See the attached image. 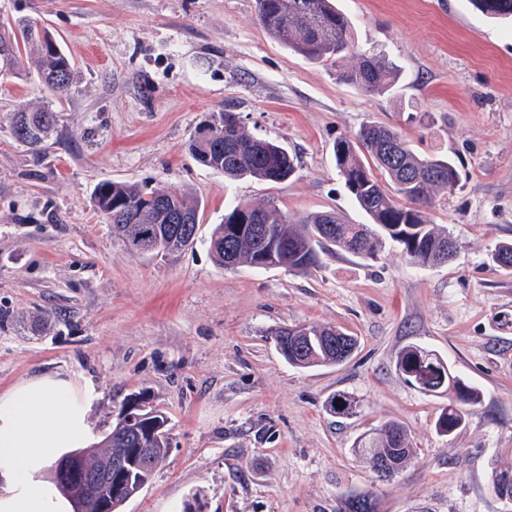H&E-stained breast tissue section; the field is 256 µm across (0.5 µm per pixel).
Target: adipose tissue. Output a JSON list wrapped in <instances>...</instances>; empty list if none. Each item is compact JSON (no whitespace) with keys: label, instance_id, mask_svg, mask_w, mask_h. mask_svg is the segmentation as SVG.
Returning <instances> with one entry per match:
<instances>
[{"label":"adipose tissue","instance_id":"ef3b65f1","mask_svg":"<svg viewBox=\"0 0 512 512\" xmlns=\"http://www.w3.org/2000/svg\"><path fill=\"white\" fill-rule=\"evenodd\" d=\"M96 391L54 373L0 391V512H71L44 471L67 451L94 439Z\"/></svg>","mask_w":512,"mask_h":512}]
</instances>
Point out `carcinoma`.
Returning a JSON list of instances; mask_svg holds the SVG:
<instances>
[{
	"instance_id": "obj_1",
	"label": "carcinoma",
	"mask_w": 512,
	"mask_h": 512,
	"mask_svg": "<svg viewBox=\"0 0 512 512\" xmlns=\"http://www.w3.org/2000/svg\"><path fill=\"white\" fill-rule=\"evenodd\" d=\"M265 32L288 50L311 61L336 65L347 58L357 59L350 67L337 70L338 78L365 93H390L398 82L393 66L377 54L356 50L351 20L335 0H254ZM487 18H512V0H469ZM37 43L31 61L41 83L56 99L66 97L71 88L74 62L59 41L33 21L16 17L0 19V76L17 77L25 70L21 48ZM217 132L222 143L194 136L189 151L201 165L224 174L228 181L254 180L280 184L296 171L297 158L288 148L271 139L246 132L237 114L220 113ZM56 125V111L19 108L10 126L14 138L30 147L40 146ZM336 167L345 186L369 218L367 224H353L335 213H315L291 217L276 205L239 202L224 210L221 223L214 225L209 248L217 265L228 269L241 265L253 268L283 266L307 270L317 266L319 253L336 249L363 259H374L390 243L414 264L434 266L448 249V231L430 221L428 209L435 198L451 191L458 182L454 163L441 156L417 153L396 129L375 122L364 125L355 138H340L333 148ZM97 211L112 225L127 248L138 254L177 253L193 245L201 223L198 202L167 189H146L137 183L100 182L93 192ZM184 216L188 223L171 241L158 236L168 232L169 215ZM265 224L272 231L266 240L253 231ZM311 340L288 345L283 358L298 368L340 364L357 348V339L335 327L312 324ZM396 368L405 379L427 393L448 395L436 429L451 435L465 422L463 407L480 402V391L467 384L434 351L417 345L404 347ZM100 447L153 448L146 427L130 432L111 431ZM98 447V448H100ZM98 448H90L93 455ZM357 455L372 467L387 463L403 469L413 458L407 431L389 423L370 436L367 447L358 442ZM493 491L504 478L512 481V467H503L498 457L487 461Z\"/></svg>"
}]
</instances>
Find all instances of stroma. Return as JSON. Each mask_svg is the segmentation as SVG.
Here are the masks:
<instances>
[{
    "label": "stroma",
    "mask_w": 512,
    "mask_h": 512,
    "mask_svg": "<svg viewBox=\"0 0 512 512\" xmlns=\"http://www.w3.org/2000/svg\"><path fill=\"white\" fill-rule=\"evenodd\" d=\"M361 51L399 73L367 94L289 52L261 27L254 0H0V17L45 27L75 60L71 90L40 152L10 114L52 101L35 75L0 79V390L66 372L99 392L105 436L125 399L165 411L170 449L123 512H504L486 461L512 464V270L491 260L512 240V25L467 0H338ZM231 109L245 129L297 158L281 184L225 182L188 144ZM376 122L421 154L450 156L459 181L429 214L459 242L420 267L386 245L363 261L322 256L305 271L223 269L209 252L224 203L273 202L303 217L365 216L333 158L336 139ZM103 180L167 188L203 209L192 247L130 251L93 206ZM337 326L358 339L347 362L293 367L276 330ZM434 351L481 391L464 427L406 382L400 351ZM345 394L351 415L331 413ZM395 421L416 454L380 479L352 448Z\"/></svg>",
    "instance_id": "obj_1"
}]
</instances>
